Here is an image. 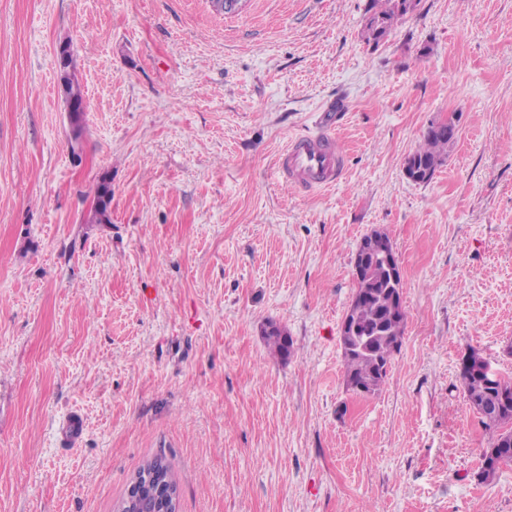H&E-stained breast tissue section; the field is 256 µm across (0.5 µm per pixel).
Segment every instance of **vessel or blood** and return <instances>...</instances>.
I'll use <instances>...</instances> for the list:
<instances>
[{"label": "vessel or blood", "mask_w": 512, "mask_h": 512, "mask_svg": "<svg viewBox=\"0 0 512 512\" xmlns=\"http://www.w3.org/2000/svg\"><path fill=\"white\" fill-rule=\"evenodd\" d=\"M279 168L286 180L306 191L335 186L345 173L335 135L328 127L292 139L279 157Z\"/></svg>", "instance_id": "vessel-or-blood-1"}]
</instances>
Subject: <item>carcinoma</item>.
Listing matches in <instances>:
<instances>
[{
    "instance_id": "1",
    "label": "carcinoma",
    "mask_w": 512,
    "mask_h": 512,
    "mask_svg": "<svg viewBox=\"0 0 512 512\" xmlns=\"http://www.w3.org/2000/svg\"><path fill=\"white\" fill-rule=\"evenodd\" d=\"M421 0H370V15L365 24L367 43L378 45L392 31L397 21L418 10ZM65 102L85 109L84 93L75 75L74 64L60 73ZM455 135L448 126L430 124L424 142L406 160L404 171L414 182L429 181L442 164L448 145ZM107 188L98 181L86 223L108 224L101 206ZM402 280L391 281L387 264L380 254L368 257L362 266V280L355 281L350 304V320L355 336L368 342L364 351L352 349L353 337H340L346 381L364 386L376 394L385 383L387 370L400 351L406 328V312L401 301L392 298ZM263 336L270 353L284 359L288 354V336L274 323L267 325ZM481 356L472 350L461 359L460 380L466 404L481 419L485 428L495 432L489 447L483 449L478 478L487 481L504 466H512V379L487 377L480 367Z\"/></svg>"
}]
</instances>
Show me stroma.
I'll list each match as a JSON object with an SVG mask.
<instances>
[{
	"label": "stroma",
	"mask_w": 512,
	"mask_h": 512,
	"mask_svg": "<svg viewBox=\"0 0 512 512\" xmlns=\"http://www.w3.org/2000/svg\"><path fill=\"white\" fill-rule=\"evenodd\" d=\"M368 3L0 0V512H117L156 455L177 512H512L459 377L471 349L512 377V0H422L375 47ZM329 106L345 173L304 192L278 156ZM454 114L443 165L407 179ZM105 172L112 221L85 223ZM375 229L407 322L362 397L339 327ZM63 91L67 107L76 105L81 112L85 110V98L81 85L75 75L74 64L70 59L69 64L63 72H60ZM450 119L456 120V115L448 117V125L454 123ZM448 125L436 127L434 123L430 124L424 135L423 144L405 162L404 171L408 179L424 183L432 178L437 167L443 162L445 150L456 138L453 133H448ZM263 336L274 356L286 359L288 354V336L274 323H269L263 331Z\"/></svg>",
	"instance_id": "1"
}]
</instances>
